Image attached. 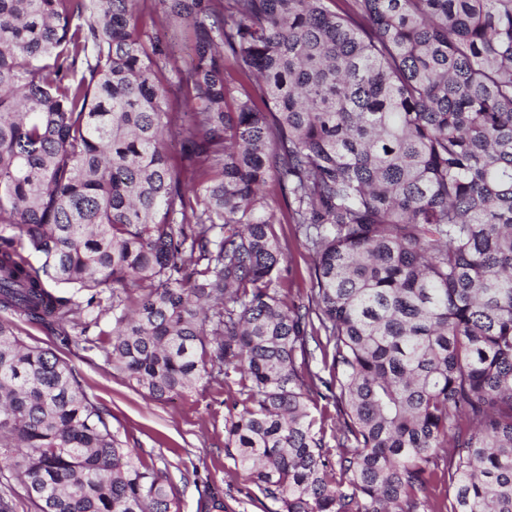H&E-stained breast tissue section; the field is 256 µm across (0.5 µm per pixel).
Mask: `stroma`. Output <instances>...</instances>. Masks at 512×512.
Masks as SVG:
<instances>
[{"instance_id": "obj_1", "label": "stroma", "mask_w": 512, "mask_h": 512, "mask_svg": "<svg viewBox=\"0 0 512 512\" xmlns=\"http://www.w3.org/2000/svg\"><path fill=\"white\" fill-rule=\"evenodd\" d=\"M276 230L288 242L281 286L291 298H304L314 286L312 258L292 225L283 223ZM15 326L26 343L51 350L75 369L83 390L106 411L124 447L136 449L166 475L180 512H200L206 485L223 498L225 512H271L272 501L245 479L225 450L223 385L205 378L185 394L151 400L113 369L97 338L99 330L112 328L108 310L101 313L99 328L66 342L54 329L21 320Z\"/></svg>"}]
</instances>
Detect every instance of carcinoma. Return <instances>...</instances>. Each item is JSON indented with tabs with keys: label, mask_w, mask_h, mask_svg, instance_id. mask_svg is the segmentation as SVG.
I'll return each instance as SVG.
<instances>
[{
	"label": "carcinoma",
	"mask_w": 512,
	"mask_h": 512,
	"mask_svg": "<svg viewBox=\"0 0 512 512\" xmlns=\"http://www.w3.org/2000/svg\"><path fill=\"white\" fill-rule=\"evenodd\" d=\"M159 3L184 70L138 0H0V310L84 336L111 300L108 358L155 401L224 377L225 448L277 512H512V0ZM1 448L36 512H179L10 320ZM161 32L168 44L170 54L181 68L186 66L188 61V51L186 41L182 34V26L179 22L165 21L161 26ZM276 230L283 241L288 239L287 258L282 264V283L284 291L295 300L304 299L314 288L313 261L301 241L295 237L292 224H276Z\"/></svg>",
	"instance_id": "carcinoma-1"
}]
</instances>
